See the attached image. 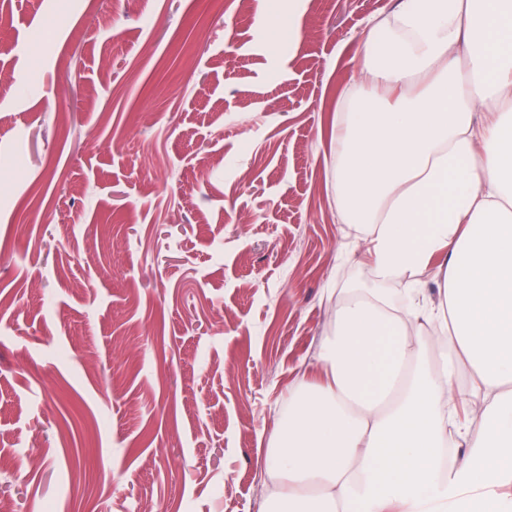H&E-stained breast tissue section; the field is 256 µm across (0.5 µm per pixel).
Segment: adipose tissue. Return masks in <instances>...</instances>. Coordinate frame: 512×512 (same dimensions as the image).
Wrapping results in <instances>:
<instances>
[{
    "mask_svg": "<svg viewBox=\"0 0 512 512\" xmlns=\"http://www.w3.org/2000/svg\"><path fill=\"white\" fill-rule=\"evenodd\" d=\"M358 69L331 163L377 285L336 296L264 512H512V0H396ZM433 264L440 301L396 305Z\"/></svg>",
    "mask_w": 512,
    "mask_h": 512,
    "instance_id": "obj_1",
    "label": "adipose tissue"
}]
</instances>
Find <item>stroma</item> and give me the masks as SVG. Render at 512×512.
<instances>
[{"label":"stroma","mask_w":512,"mask_h":512,"mask_svg":"<svg viewBox=\"0 0 512 512\" xmlns=\"http://www.w3.org/2000/svg\"><path fill=\"white\" fill-rule=\"evenodd\" d=\"M237 2L0 0L12 512H261L329 294L372 279L329 154L393 0Z\"/></svg>","instance_id":"35a3bbf8"}]
</instances>
